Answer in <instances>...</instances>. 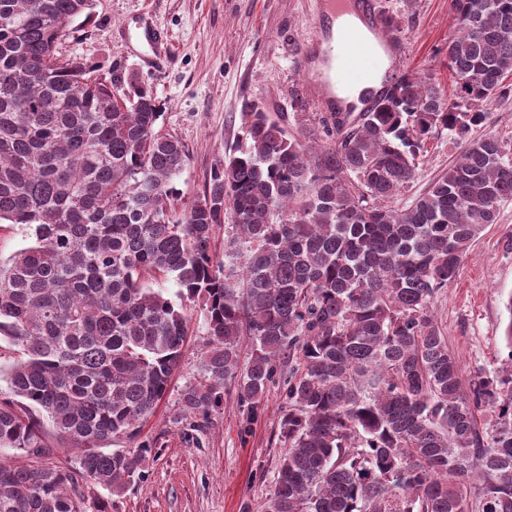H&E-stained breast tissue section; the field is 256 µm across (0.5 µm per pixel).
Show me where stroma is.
I'll return each mask as SVG.
<instances>
[{"instance_id": "stroma-1", "label": "stroma", "mask_w": 512, "mask_h": 512, "mask_svg": "<svg viewBox=\"0 0 512 512\" xmlns=\"http://www.w3.org/2000/svg\"><path fill=\"white\" fill-rule=\"evenodd\" d=\"M317 0H92L58 43L62 59H80L98 74L136 76L160 108V132L180 139L188 159L175 180L182 205L208 186L226 150L242 141L241 114L258 104L291 135L332 142L319 123L323 90L306 80L298 60L317 22ZM394 18L390 35L402 48L400 70L449 89L448 39L454 30L450 0H377ZM149 20L166 35L162 61L150 65L137 26ZM472 137L491 133L512 148V75L487 107ZM464 141L440 131L427 140L418 176L394 201L410 205L447 170ZM512 203L501 207L467 252L458 276L442 289L433 315L460 361L464 377L495 374L512 360L503 330L512 318ZM206 336L202 310H194L189 336L170 388L140 439L148 447L140 478L129 485L118 512H265L284 452L279 436L285 379L276 377L257 409L234 387L207 418H182L180 395L199 367Z\"/></svg>"}]
</instances>
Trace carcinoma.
<instances>
[{
  "mask_svg": "<svg viewBox=\"0 0 512 512\" xmlns=\"http://www.w3.org/2000/svg\"><path fill=\"white\" fill-rule=\"evenodd\" d=\"M91 0H0V222L34 244L0 261V512H109L141 475L143 422L191 318L207 342L184 413L232 385L256 408L288 368L267 512H512V368L464 379L434 320L473 241L512 201V150L469 140L512 73V0H451L453 92L409 74L366 112H326L327 148L248 103L245 144L177 213L188 152L160 107L56 46ZM468 141L401 209L435 132ZM229 210L224 258L213 228ZM174 277L179 301L146 286ZM249 360L240 364L242 339ZM498 412L480 429L477 414ZM50 434L75 455L43 463Z\"/></svg>",
  "mask_w": 512,
  "mask_h": 512,
  "instance_id": "carcinoma-1",
  "label": "carcinoma"
}]
</instances>
